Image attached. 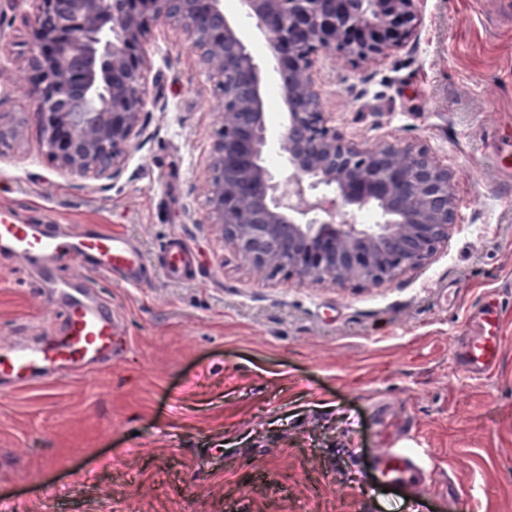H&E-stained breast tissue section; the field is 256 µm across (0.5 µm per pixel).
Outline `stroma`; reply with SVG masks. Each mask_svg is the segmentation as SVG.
Wrapping results in <instances>:
<instances>
[{"label": "stroma", "mask_w": 512, "mask_h": 512, "mask_svg": "<svg viewBox=\"0 0 512 512\" xmlns=\"http://www.w3.org/2000/svg\"><path fill=\"white\" fill-rule=\"evenodd\" d=\"M224 11L260 66L280 170L283 121L267 43L239 0ZM31 0H0V116L27 111ZM142 133L121 173L58 169L35 124L0 141V206L24 224H103L149 261L190 251L178 279L137 288L68 260L0 254V345L62 330L47 276L111 304L122 341L105 367L0 386V503L13 512H512V189L486 157L512 144V0H427L419 34L364 62L328 48L309 74L327 127L411 144L452 174L458 222L424 265L382 285L261 275L210 211L219 80L175 23L144 39ZM501 303L497 370L453 352ZM429 452L421 498L367 468L397 432Z\"/></svg>", "instance_id": "35a3bbf8"}]
</instances>
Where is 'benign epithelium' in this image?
Masks as SVG:
<instances>
[{"label":"benign epithelium","mask_w":512,"mask_h":512,"mask_svg":"<svg viewBox=\"0 0 512 512\" xmlns=\"http://www.w3.org/2000/svg\"><path fill=\"white\" fill-rule=\"evenodd\" d=\"M29 111L0 122V141L34 122L72 175L116 174L140 132L148 21L186 23L201 61L224 81V136L208 194L224 240L257 272L300 279L392 281L448 242L457 210L448 168L410 144L360 147L325 126L309 69L321 49L377 61L417 38L425 0H242L277 61L285 168L268 146L260 68L224 0H32ZM376 227L361 223L368 207Z\"/></svg>","instance_id":"7a95c632"}]
</instances>
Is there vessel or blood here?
Instances as JSON below:
<instances>
[{
    "label": "vessel or blood",
    "mask_w": 512,
    "mask_h": 512,
    "mask_svg": "<svg viewBox=\"0 0 512 512\" xmlns=\"http://www.w3.org/2000/svg\"><path fill=\"white\" fill-rule=\"evenodd\" d=\"M0 253L29 260L53 262L64 257L91 264L107 275L121 276L128 285L141 281L145 259L123 234L100 225H78L65 235L45 224H18L0 212ZM55 289L66 302L65 328L61 335L31 348L0 350V381L24 387L67 367H95L106 361L117 345L118 326L109 310L82 292L58 281ZM501 316L484 305L479 330L465 337L455 351V363L469 378L491 373L501 354ZM376 479L386 485L419 489L422 451L418 448L385 449L372 466Z\"/></svg>",
    "instance_id": "b4317fda"
}]
</instances>
